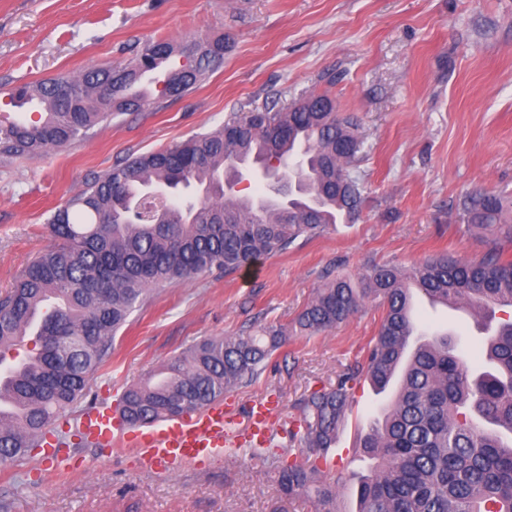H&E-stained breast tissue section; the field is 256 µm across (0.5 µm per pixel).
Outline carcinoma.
<instances>
[{
    "label": "carcinoma",
    "instance_id": "carcinoma-1",
    "mask_svg": "<svg viewBox=\"0 0 512 512\" xmlns=\"http://www.w3.org/2000/svg\"><path fill=\"white\" fill-rule=\"evenodd\" d=\"M195 40H152L123 66L92 65L77 78L16 86L15 108L34 104L36 120L0 122V156H39L88 139L94 128L149 105L138 85L172 62L158 97L185 95L224 53H200ZM112 89L103 97L100 89ZM363 141L357 121L338 112L336 99L312 91L297 101L246 112L216 130L129 158L94 178L50 218L58 243L38 255L0 302V363L21 337L36 352L10 380L20 414H0V461L42 446L47 428L75 404L88 375L112 350V339L150 288H163L214 268L230 275L261 256L282 254L300 238L320 235L339 211L356 220L364 186L351 167ZM302 156V185L284 207L224 190L239 164ZM194 189L197 197L172 206L150 224L134 215L142 188ZM468 224L487 232V250L458 260L446 254L409 268L374 265L355 283L336 277L299 313L302 333L325 332L362 311L381 310L377 335L363 358L330 388L300 402L288 437L300 453L273 458L281 491L312 496L317 512H340L338 485L324 480L322 461L345 423L353 389L363 381L383 391L401 381L381 422L360 436L373 460L358 483V512H512V202L480 189L466 197ZM443 306L470 309L487 331L491 370L473 372L448 334L418 331L414 294ZM286 337L273 327L190 346L162 369L127 387L119 414L128 425L148 424L201 409L250 383Z\"/></svg>",
    "mask_w": 512,
    "mask_h": 512
}]
</instances>
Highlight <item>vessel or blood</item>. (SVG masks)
<instances>
[{
  "label": "vessel or blood",
  "instance_id": "vessel-or-blood-1",
  "mask_svg": "<svg viewBox=\"0 0 512 512\" xmlns=\"http://www.w3.org/2000/svg\"><path fill=\"white\" fill-rule=\"evenodd\" d=\"M274 405L255 401L249 412L247 428H240L224 410L221 402L171 419L147 424L136 435H128L119 424L109 404L83 412L76 429L84 443L99 446H133L144 465L176 470L197 466L219 457L229 456L243 447L267 440Z\"/></svg>",
  "mask_w": 512,
  "mask_h": 512
}]
</instances>
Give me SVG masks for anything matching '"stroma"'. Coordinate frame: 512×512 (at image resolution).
Here are the masks:
<instances>
[{
	"label": "stroma",
	"mask_w": 512,
	"mask_h": 512,
	"mask_svg": "<svg viewBox=\"0 0 512 512\" xmlns=\"http://www.w3.org/2000/svg\"><path fill=\"white\" fill-rule=\"evenodd\" d=\"M221 36L223 59L182 97L113 117L70 148L0 157V299L51 245V215L94 176L234 114L329 92L364 135L359 219L235 274L215 269L150 291L89 377L96 401L116 402L202 339L281 326L287 344L224 396L241 422L253 401H275L281 453L300 399L334 385L378 331L381 312L370 303L328 332L297 333L295 317L328 274L357 278L374 265L484 251L461 202L479 187L512 195V0H0V114H12L14 86L128 63L151 39ZM414 315L420 328L448 333L471 368L489 369L477 318L426 304ZM386 399L367 384L353 391L324 472L339 484L342 512H356L370 465L356 439ZM87 406L79 401L49 428L72 472L39 450L0 464V512H316L314 499L285 498L274 466L248 451L170 473L128 450L88 447L74 431Z\"/></svg>",
	"instance_id": "stroma-1"
}]
</instances>
